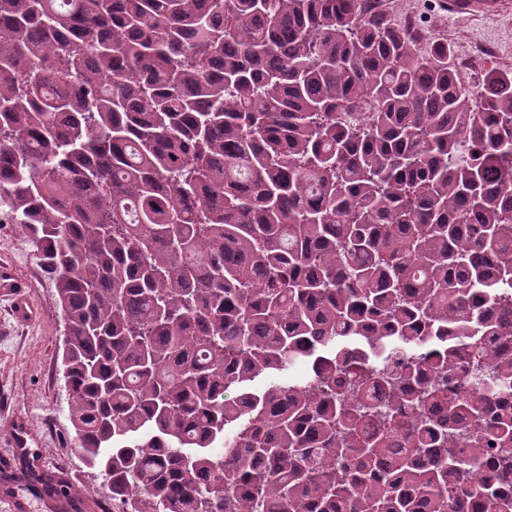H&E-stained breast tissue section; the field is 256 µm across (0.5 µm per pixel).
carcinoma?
I'll return each instance as SVG.
<instances>
[{
  "instance_id": "carcinoma-1",
  "label": "carcinoma",
  "mask_w": 512,
  "mask_h": 512,
  "mask_svg": "<svg viewBox=\"0 0 512 512\" xmlns=\"http://www.w3.org/2000/svg\"><path fill=\"white\" fill-rule=\"evenodd\" d=\"M366 2L0 0V209L122 512H512V71Z\"/></svg>"
}]
</instances>
